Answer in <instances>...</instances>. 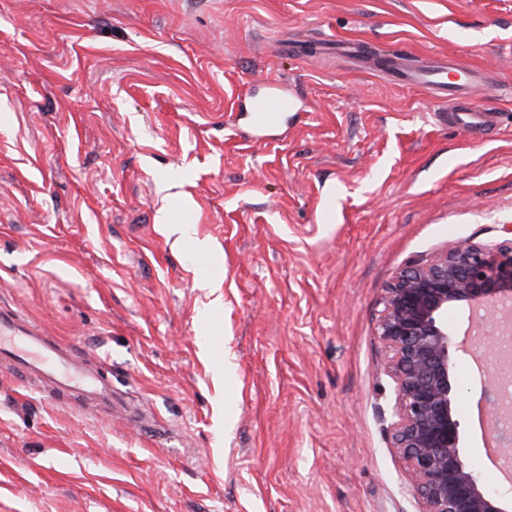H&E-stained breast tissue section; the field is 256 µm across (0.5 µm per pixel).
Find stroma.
I'll use <instances>...</instances> for the list:
<instances>
[{
	"instance_id": "35a3bbf8",
	"label": "stroma",
	"mask_w": 512,
	"mask_h": 512,
	"mask_svg": "<svg viewBox=\"0 0 512 512\" xmlns=\"http://www.w3.org/2000/svg\"><path fill=\"white\" fill-rule=\"evenodd\" d=\"M397 53L485 73L498 128L391 83ZM271 83L299 109L259 133ZM504 224L512 0H0V306L116 400L0 356V512H419L380 300ZM454 378L496 478L472 357Z\"/></svg>"
}]
</instances>
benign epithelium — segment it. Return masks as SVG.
I'll list each match as a JSON object with an SVG mask.
<instances>
[{
	"instance_id": "1",
	"label": "benign epithelium",
	"mask_w": 512,
	"mask_h": 512,
	"mask_svg": "<svg viewBox=\"0 0 512 512\" xmlns=\"http://www.w3.org/2000/svg\"><path fill=\"white\" fill-rule=\"evenodd\" d=\"M493 244L459 243L425 261H414L384 288L377 336L384 369L394 383L391 448L406 464L420 512H509L460 452L461 424L452 384L448 308L512 305V225ZM492 425L505 412L496 383H482Z\"/></svg>"
}]
</instances>
